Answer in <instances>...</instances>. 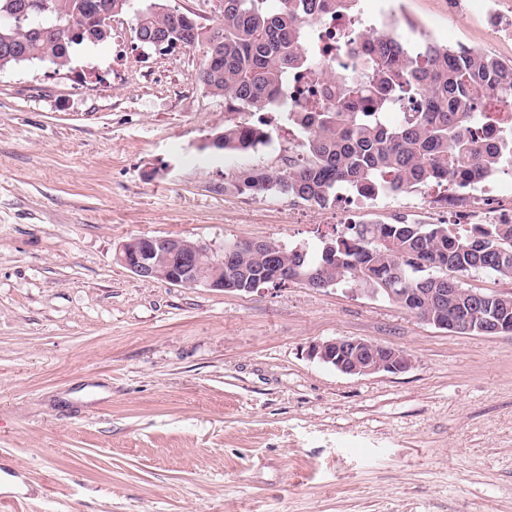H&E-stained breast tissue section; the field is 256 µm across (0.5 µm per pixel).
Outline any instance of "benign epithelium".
<instances>
[{"label": "benign epithelium", "instance_id": "7a95c632", "mask_svg": "<svg viewBox=\"0 0 512 512\" xmlns=\"http://www.w3.org/2000/svg\"><path fill=\"white\" fill-rule=\"evenodd\" d=\"M268 243L259 240H239L235 247L213 260L216 272L209 275L202 271V258L211 257L207 246L179 237H137L122 242L116 251V261L144 280L162 278L171 284L196 288L198 286L224 289V267L234 262L233 254L247 248L264 251ZM269 272L260 278L257 285L280 284L305 278L299 268L286 273L279 268L274 256H268ZM410 313L423 322L454 333L468 331L469 325L463 318L444 320L440 314L420 313L416 309ZM310 356L329 363L343 373L368 375L380 371L402 373L411 369L413 361L403 350L364 340L358 337H338L319 342L310 349Z\"/></svg>", "mask_w": 512, "mask_h": 512}]
</instances>
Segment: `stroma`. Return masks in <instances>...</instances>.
Wrapping results in <instances>:
<instances>
[{"label":"stroma","instance_id":"obj_1","mask_svg":"<svg viewBox=\"0 0 512 512\" xmlns=\"http://www.w3.org/2000/svg\"><path fill=\"white\" fill-rule=\"evenodd\" d=\"M480 0H359L374 25L512 61ZM135 20L57 69L0 70V512H512V333L462 335L342 285L249 292L144 281L133 237L270 241L317 253L345 223L449 221L440 187L319 207L236 183L305 134L210 148L224 99L202 49L138 45ZM350 336L410 355L349 375L310 358Z\"/></svg>","mask_w":512,"mask_h":512}]
</instances>
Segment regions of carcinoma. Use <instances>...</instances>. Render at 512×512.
I'll use <instances>...</instances> for the list:
<instances>
[{
    "mask_svg": "<svg viewBox=\"0 0 512 512\" xmlns=\"http://www.w3.org/2000/svg\"><path fill=\"white\" fill-rule=\"evenodd\" d=\"M219 22L210 28L189 25L179 12L153 0H50L52 10L30 9L22 19L0 24V69L32 61L59 68L69 64V48L102 42L110 30L97 16L131 11L137 33L147 45L158 39L204 49L200 81L224 97L225 111L264 112L285 104L280 87L292 72L319 65L309 47L307 29L329 8L348 12L358 0H282L269 14L263 0H218ZM356 53L352 45L336 47L325 69L336 71ZM367 79L342 77L337 89L326 88L312 111L285 110L287 119L306 130L307 159L282 171L257 170L246 176L241 192H276L319 206L338 184L365 192L375 186L388 193L409 192L442 180L467 181L497 173L503 163L512 170V130L493 143L482 137L495 122L476 94L493 96L512 89V62L481 52L441 45L423 38L410 48L386 24L376 31L366 62ZM414 104L404 122L388 125L384 111L392 100ZM267 132L257 125L224 120V131L210 147L247 151ZM336 252L296 253L272 243L280 263L318 273L330 286L363 288H459L461 277L483 271L512 277V224H476L464 232L447 224H350L335 236ZM264 253L242 252L238 272L227 288H252L263 276ZM446 305L466 311L475 325L496 318L512 326V294H492L475 305L461 294Z\"/></svg>",
    "mask_w": 512,
    "mask_h": 512,
    "instance_id": "1",
    "label": "carcinoma"
}]
</instances>
